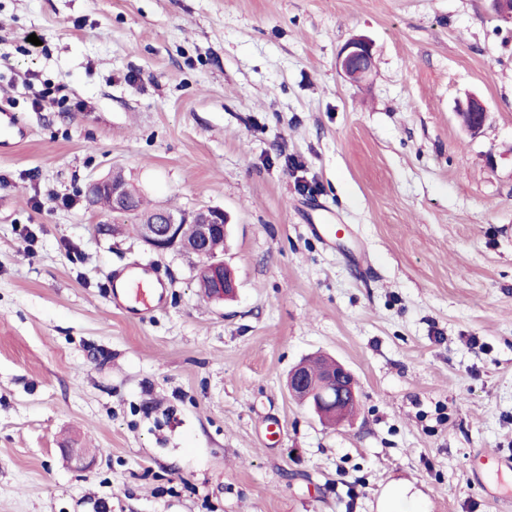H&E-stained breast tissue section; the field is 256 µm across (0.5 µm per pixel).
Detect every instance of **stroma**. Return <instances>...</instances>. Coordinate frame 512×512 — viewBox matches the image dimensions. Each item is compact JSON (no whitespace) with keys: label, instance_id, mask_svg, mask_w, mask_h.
<instances>
[{"label":"stroma","instance_id":"obj_1","mask_svg":"<svg viewBox=\"0 0 512 512\" xmlns=\"http://www.w3.org/2000/svg\"><path fill=\"white\" fill-rule=\"evenodd\" d=\"M357 35L359 85L336 69ZM0 106L25 131L0 151V512H380L396 484L421 512H499L512 18L495 0H0ZM116 172L154 206L224 208L234 299L203 295L196 257L150 251L136 216L108 231L87 192ZM136 262L166 297L131 318L106 280ZM314 355L357 383L333 427L285 386ZM373 65L371 44L364 38L348 42L337 57L339 72L349 81L359 83L366 80Z\"/></svg>","mask_w":512,"mask_h":512}]
</instances>
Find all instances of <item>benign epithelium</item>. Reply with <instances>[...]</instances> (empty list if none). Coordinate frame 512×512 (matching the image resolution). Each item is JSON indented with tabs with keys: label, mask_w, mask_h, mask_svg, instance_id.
Here are the masks:
<instances>
[{
	"label": "benign epithelium",
	"mask_w": 512,
	"mask_h": 512,
	"mask_svg": "<svg viewBox=\"0 0 512 512\" xmlns=\"http://www.w3.org/2000/svg\"><path fill=\"white\" fill-rule=\"evenodd\" d=\"M373 65L371 44L364 38L348 42L337 57L339 72L349 81L359 83L366 80ZM463 113L468 116L464 127L473 135L479 133L486 119L481 102L471 100ZM94 187L105 191L111 200V211L128 213L130 189L123 181L105 179L94 183ZM195 228L194 235L184 233L186 225ZM229 218L224 209L213 206L200 207L191 212H171L159 209L139 221V234L144 244L156 253L172 251L189 252L199 259L195 278L209 294L222 299L234 294L238 288L232 271L224 259L213 254L210 243L219 229L228 233ZM288 393L301 403L308 404L322 416L325 408L340 412L342 404L357 399V385L352 372L342 363L331 361L320 375L309 372L303 363L289 373Z\"/></svg>",
	"instance_id": "7a95c632"
}]
</instances>
